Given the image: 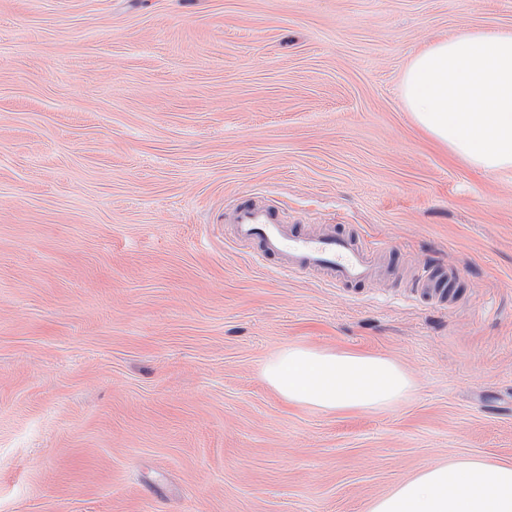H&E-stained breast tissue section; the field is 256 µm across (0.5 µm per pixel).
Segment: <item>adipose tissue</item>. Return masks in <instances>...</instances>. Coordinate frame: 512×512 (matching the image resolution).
<instances>
[{"instance_id": "obj_1", "label": "adipose tissue", "mask_w": 512, "mask_h": 512, "mask_svg": "<svg viewBox=\"0 0 512 512\" xmlns=\"http://www.w3.org/2000/svg\"><path fill=\"white\" fill-rule=\"evenodd\" d=\"M402 98L415 123L472 169L512 170V32L463 30L409 61ZM284 401L324 412L380 410L407 397L413 378L385 357L289 346L263 367ZM369 512H512V464L456 457L422 469Z\"/></svg>"}]
</instances>
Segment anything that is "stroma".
I'll list each match as a JSON object with an SVG mask.
<instances>
[{
	"label": "stroma",
	"instance_id": "35a3bbf8",
	"mask_svg": "<svg viewBox=\"0 0 512 512\" xmlns=\"http://www.w3.org/2000/svg\"><path fill=\"white\" fill-rule=\"evenodd\" d=\"M464 29L512 31V0H0V512H368L448 456L512 464V171L401 95ZM241 196L387 274L275 272ZM291 345L416 386L290 405L262 366Z\"/></svg>",
	"mask_w": 512,
	"mask_h": 512
}]
</instances>
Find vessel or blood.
<instances>
[{"mask_svg":"<svg viewBox=\"0 0 512 512\" xmlns=\"http://www.w3.org/2000/svg\"><path fill=\"white\" fill-rule=\"evenodd\" d=\"M236 244L252 249L255 259L276 258L281 272L315 268L329 283L358 285L377 274V255L350 235L326 231L311 234L285 224L280 211L256 198L229 208Z\"/></svg>","mask_w":512,"mask_h":512,"instance_id":"vessel-or-blood-1","label":"vessel or blood"}]
</instances>
